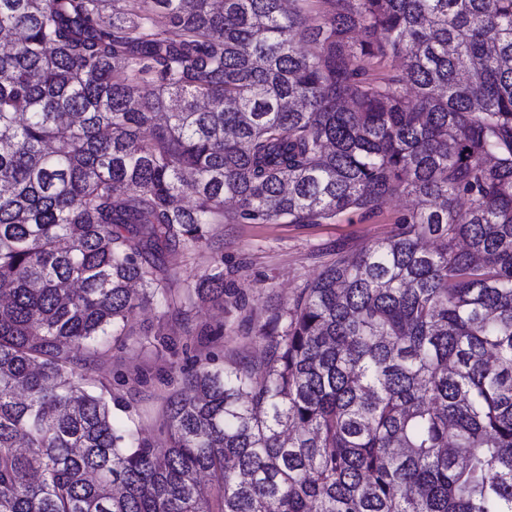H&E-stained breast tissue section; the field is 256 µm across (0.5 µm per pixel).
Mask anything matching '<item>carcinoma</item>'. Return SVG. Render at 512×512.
Masks as SVG:
<instances>
[{"label": "carcinoma", "mask_w": 512, "mask_h": 512, "mask_svg": "<svg viewBox=\"0 0 512 512\" xmlns=\"http://www.w3.org/2000/svg\"><path fill=\"white\" fill-rule=\"evenodd\" d=\"M109 2L0 0V512H512V0ZM394 196L167 447L86 389L165 251Z\"/></svg>", "instance_id": "cac0c4a2"}]
</instances>
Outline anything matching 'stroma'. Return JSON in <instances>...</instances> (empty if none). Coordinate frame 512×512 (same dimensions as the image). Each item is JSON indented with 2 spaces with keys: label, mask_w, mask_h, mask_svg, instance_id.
<instances>
[{
  "label": "stroma",
  "mask_w": 512,
  "mask_h": 512,
  "mask_svg": "<svg viewBox=\"0 0 512 512\" xmlns=\"http://www.w3.org/2000/svg\"><path fill=\"white\" fill-rule=\"evenodd\" d=\"M410 206L409 199L392 198L375 217L347 214L331 224L212 225L208 248L193 256L179 249L165 256L166 267L176 275L173 288L183 314L157 303L137 309L132 335L108 337L88 362L83 371L87 388L111 390L118 402L115 418H133L143 439L165 446L161 427L167 399L182 390L196 358L209 357L210 369L218 371L241 361H262L265 347L253 337V328L286 307L338 250L354 252L388 236ZM216 262L224 265L225 282L237 288L220 305L187 290ZM204 326L211 335H200Z\"/></svg>",
  "instance_id": "stroma-1"
}]
</instances>
